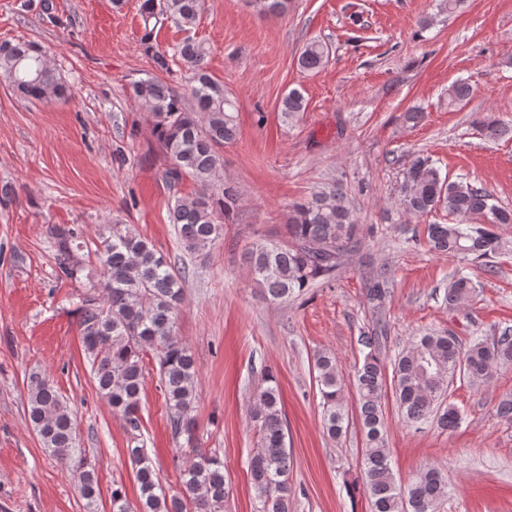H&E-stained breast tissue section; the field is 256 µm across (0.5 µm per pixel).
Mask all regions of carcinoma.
Returning a JSON list of instances; mask_svg holds the SVG:
<instances>
[{
    "label": "carcinoma",
    "mask_w": 512,
    "mask_h": 512,
    "mask_svg": "<svg viewBox=\"0 0 512 512\" xmlns=\"http://www.w3.org/2000/svg\"><path fill=\"white\" fill-rule=\"evenodd\" d=\"M262 17H281L289 0H253ZM204 0H142L141 42L155 68L168 71L167 52L155 49L154 30L165 21L187 31L194 28ZM331 44L313 39L302 47L298 65L306 71L321 69L329 60ZM189 69L188 94H180L157 76L133 82L137 106L151 116L153 132L168 165L164 178L171 185L189 178L199 191L177 197L170 209L184 250L199 254L223 237L224 220L239 202L238 190L220 178L224 159L220 149L236 141V104L208 72L209 48L186 37L174 49ZM0 76L14 92L40 102L64 99L67 86L51 68L42 48L30 42L0 44ZM306 110L304 96L290 90L280 112L292 118ZM483 135L495 140L508 132L509 123L490 112L478 120ZM401 203L415 216L438 209L456 217L453 224H429L427 242L432 251L450 257L488 258L497 253L500 240L493 227L512 224V209L499 203L485 187L463 177H450L428 157L410 161L401 188ZM288 240H261L243 253L248 274L271 303L295 298L314 283L331 277L339 257L361 248L363 225L355 222L348 193L340 183H328L288 211ZM56 277L81 279L84 266L76 257L78 233L72 228L51 231ZM96 275L103 279L102 296H85L78 307L79 328L98 393L118 413L132 432L141 427L144 383L143 353L154 352L168 420L175 437L192 443L196 421L198 368L188 346L175 336L177 311L183 300L181 279L162 254L129 224H114L99 234L94 251ZM383 274L369 276L364 298L373 311L372 328L359 336L366 349L356 368L354 388L366 448L360 481L371 512H435L448 496V481L435 467H427L411 481L399 482L386 448V400L393 394L401 421L410 426L428 422L442 430L455 429L459 409L447 402L448 386L460 377L472 386L489 382L498 370L512 367V329H503L490 342L478 340L462 347L457 338L428 333L413 340L392 360L381 358L388 329L380 316L388 297ZM474 292L472 280L456 274L448 282V307L458 308ZM313 369L320 394L322 420L327 434L339 438L346 431L342 378L335 356L318 352ZM27 413L43 448L52 456L68 458L78 475L80 491L88 504L96 501L97 480L77 441L75 415L49 380L30 377ZM250 422L258 434L248 467L260 504L258 512H290V469L286 424L276 379L265 375L250 408ZM180 470V495L167 497L160 486L144 442L128 449L140 485L139 512H224V459L200 448Z\"/></svg>",
    "instance_id": "cac0c4a2"
}]
</instances>
